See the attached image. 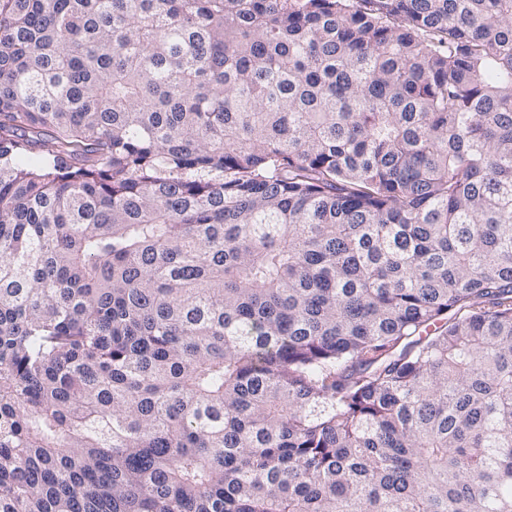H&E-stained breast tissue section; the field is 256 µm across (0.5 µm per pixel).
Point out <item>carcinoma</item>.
<instances>
[{
    "label": "carcinoma",
    "mask_w": 512,
    "mask_h": 512,
    "mask_svg": "<svg viewBox=\"0 0 512 512\" xmlns=\"http://www.w3.org/2000/svg\"><path fill=\"white\" fill-rule=\"evenodd\" d=\"M0 512H512V0H0Z\"/></svg>",
    "instance_id": "carcinoma-1"
}]
</instances>
